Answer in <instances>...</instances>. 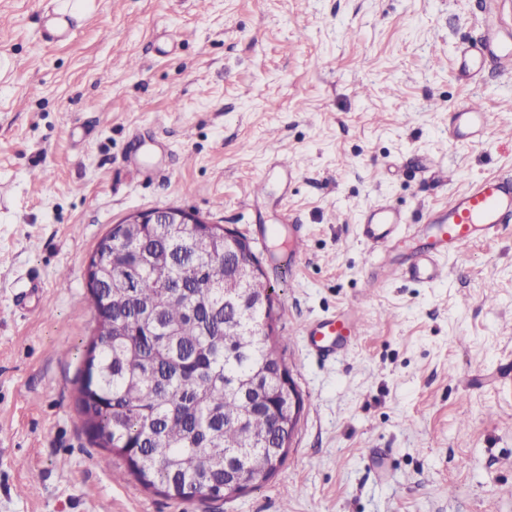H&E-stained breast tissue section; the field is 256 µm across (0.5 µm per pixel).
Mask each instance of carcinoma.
Returning <instances> with one entry per match:
<instances>
[{
	"label": "carcinoma",
	"instance_id": "1",
	"mask_svg": "<svg viewBox=\"0 0 512 512\" xmlns=\"http://www.w3.org/2000/svg\"><path fill=\"white\" fill-rule=\"evenodd\" d=\"M98 245L89 304L100 315L79 372L78 416L91 439L121 456L146 489L207 496L235 476L266 478L283 464L270 448L285 416L276 352L287 338L224 322V237L188 224H126ZM270 298L265 277L251 281Z\"/></svg>",
	"mask_w": 512,
	"mask_h": 512
}]
</instances>
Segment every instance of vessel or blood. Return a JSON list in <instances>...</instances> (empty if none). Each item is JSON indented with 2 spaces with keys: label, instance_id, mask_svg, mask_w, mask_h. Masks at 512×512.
Here are the masks:
<instances>
[{
  "label": "vessel or blood",
  "instance_id": "obj_1",
  "mask_svg": "<svg viewBox=\"0 0 512 512\" xmlns=\"http://www.w3.org/2000/svg\"><path fill=\"white\" fill-rule=\"evenodd\" d=\"M489 60L497 62L502 71L512 72V34L492 24L487 25L479 43L460 51L458 72L462 77H472ZM487 120L486 113L464 106L453 114L451 133L458 139L479 137ZM509 223L512 179L503 176L471 184L424 224L404 225L401 213L384 202L369 206L359 226L360 237L371 251L379 253L381 261L368 284L376 288L383 281L402 277L432 286L445 275L444 259L498 236ZM357 325L352 313H340L308 323L304 334L310 351L327 358L345 352Z\"/></svg>",
  "mask_w": 512,
  "mask_h": 512
}]
</instances>
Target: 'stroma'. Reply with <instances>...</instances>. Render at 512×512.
Segmentation results:
<instances>
[{"label": "stroma", "instance_id": "obj_1", "mask_svg": "<svg viewBox=\"0 0 512 512\" xmlns=\"http://www.w3.org/2000/svg\"><path fill=\"white\" fill-rule=\"evenodd\" d=\"M296 2L87 0L58 40L47 0H0V512H512V223L435 286L373 290L358 227L512 175V73L458 74L481 0ZM475 99L482 139L452 138ZM168 206L250 241L303 396L284 464L231 500L143 488L78 418L89 258ZM286 210L294 260L267 233ZM345 309L347 355L309 352L304 326Z\"/></svg>", "mask_w": 512, "mask_h": 512}]
</instances>
